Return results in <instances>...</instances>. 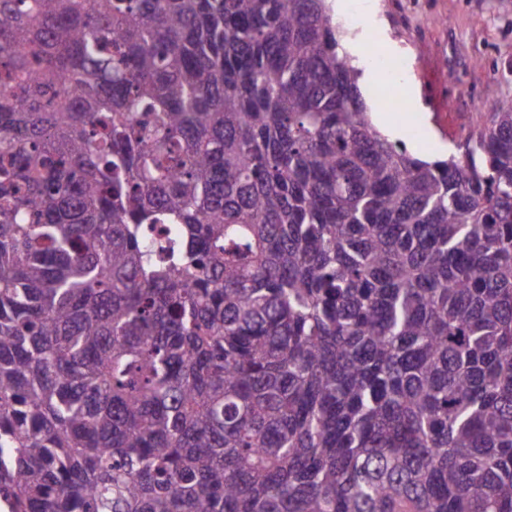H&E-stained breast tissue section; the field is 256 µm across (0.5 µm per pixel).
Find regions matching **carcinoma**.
<instances>
[{
	"label": "carcinoma",
	"instance_id": "cac0c4a2",
	"mask_svg": "<svg viewBox=\"0 0 512 512\" xmlns=\"http://www.w3.org/2000/svg\"><path fill=\"white\" fill-rule=\"evenodd\" d=\"M327 0H0L9 512H512V104L374 126Z\"/></svg>",
	"mask_w": 512,
	"mask_h": 512
}]
</instances>
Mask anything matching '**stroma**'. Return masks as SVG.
Instances as JSON below:
<instances>
[{
    "instance_id": "1",
    "label": "stroma",
    "mask_w": 512,
    "mask_h": 512,
    "mask_svg": "<svg viewBox=\"0 0 512 512\" xmlns=\"http://www.w3.org/2000/svg\"><path fill=\"white\" fill-rule=\"evenodd\" d=\"M348 41L400 68L363 88L381 101L383 132L413 154L455 153L476 106L512 102V0H367Z\"/></svg>"
}]
</instances>
